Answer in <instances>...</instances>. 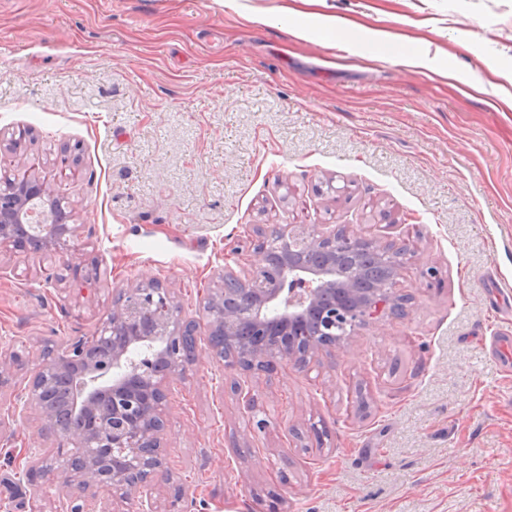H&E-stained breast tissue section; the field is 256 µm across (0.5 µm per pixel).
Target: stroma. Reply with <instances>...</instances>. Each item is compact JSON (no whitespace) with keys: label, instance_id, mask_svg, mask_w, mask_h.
<instances>
[{"label":"stroma","instance_id":"obj_1","mask_svg":"<svg viewBox=\"0 0 512 512\" xmlns=\"http://www.w3.org/2000/svg\"><path fill=\"white\" fill-rule=\"evenodd\" d=\"M327 4L397 43L294 38L300 0H0V176L30 166L79 226L64 253L0 250V342L22 382L46 345L91 335L117 289L157 279L203 349L199 303L222 272L249 275L255 227L404 245L406 316L252 375L254 411L240 371L171 379L155 506L512 512V354L496 346L512 337V0ZM81 262L95 285L73 282ZM36 435L0 444V512L67 510L26 478Z\"/></svg>","mask_w":512,"mask_h":512}]
</instances>
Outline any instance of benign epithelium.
I'll return each mask as SVG.
<instances>
[{"label":"benign epithelium","instance_id":"7a95c632","mask_svg":"<svg viewBox=\"0 0 512 512\" xmlns=\"http://www.w3.org/2000/svg\"><path fill=\"white\" fill-rule=\"evenodd\" d=\"M63 194L39 178L0 185V246L25 247L38 254L67 249L79 225L70 215L54 224L32 223V202L55 212ZM287 250L261 242L259 262L249 277L221 275L202 308L210 328L207 359L225 368L271 373L349 341L356 329L399 309L390 284L364 294L350 287L362 267L353 257L363 242L379 250L378 239L336 235L315 237L302 225L276 231ZM15 352L0 350V390L20 366ZM199 361L194 326L183 319L174 293L158 279L120 288L112 311L91 336H75L47 349L25 387L0 413V435L10 427L40 423L47 454L31 452L27 469L35 482L59 463L69 490V512L98 509L102 494L137 502L155 512L149 487L162 466L163 406L167 384Z\"/></svg>","mask_w":512,"mask_h":512}]
</instances>
